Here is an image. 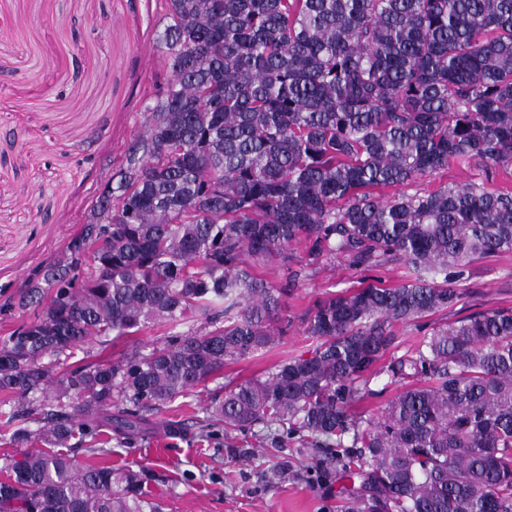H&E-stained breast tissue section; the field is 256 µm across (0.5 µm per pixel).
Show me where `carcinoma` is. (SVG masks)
Instances as JSON below:
<instances>
[{"label": "carcinoma", "instance_id": "carcinoma-1", "mask_svg": "<svg viewBox=\"0 0 512 512\" xmlns=\"http://www.w3.org/2000/svg\"><path fill=\"white\" fill-rule=\"evenodd\" d=\"M162 68L143 130L0 340L9 442L0 512H164L144 468L78 469L76 437L132 445L178 396L270 350L294 318L256 268L402 261L406 282L315 301L314 341L221 385L204 439L254 427L338 485L337 512H512V310L436 326L399 355L394 324L457 304L480 257L512 252V192L441 185L450 163L512 167V0H162ZM198 329H182L187 314ZM164 327L148 352L67 363L95 336ZM401 391L354 412L379 373Z\"/></svg>", "mask_w": 512, "mask_h": 512}]
</instances>
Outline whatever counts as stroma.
Here are the masks:
<instances>
[{"instance_id": "1", "label": "stroma", "mask_w": 512, "mask_h": 512, "mask_svg": "<svg viewBox=\"0 0 512 512\" xmlns=\"http://www.w3.org/2000/svg\"><path fill=\"white\" fill-rule=\"evenodd\" d=\"M163 26L160 0H0V338L23 319L9 309L11 298L79 230L98 186L144 123L143 88L157 68L155 38ZM472 180L512 191V168L487 176L453 164L424 185ZM405 278L400 262L370 270L341 262L310 269L284 308L299 316L316 299L361 281L393 287ZM460 288L455 306L397 326L402 347L470 313L512 309V253L471 263ZM158 339L151 328L105 343L94 338L71 359L116 360L136 348L149 351ZM312 347L293 330L270 351L227 364L224 376L242 382ZM69 454L82 467H145L153 475L149 494L166 502L168 512H336L335 485L313 482L289 449L282 453L287 474L272 477L275 459L252 434L230 446L220 435L200 441L159 431L132 446L113 438L105 455L82 446Z\"/></svg>"}]
</instances>
